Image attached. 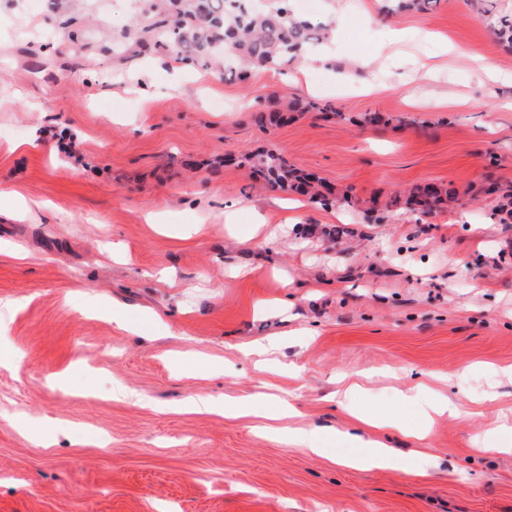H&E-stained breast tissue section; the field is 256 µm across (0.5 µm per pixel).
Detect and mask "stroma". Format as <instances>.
Segmentation results:
<instances>
[{"label":"stroma","instance_id":"35a3bbf8","mask_svg":"<svg viewBox=\"0 0 512 512\" xmlns=\"http://www.w3.org/2000/svg\"><path fill=\"white\" fill-rule=\"evenodd\" d=\"M386 4L309 0L329 44L229 80L120 51L144 0H0V512H512V454L476 451L512 420V223L488 191L512 185V51L470 0ZM285 95L324 109L258 125ZM262 151L353 204L284 223ZM423 183L456 202L369 212ZM417 386L465 409L419 442L364 429L401 468L283 441ZM198 394L266 414L185 410Z\"/></svg>","mask_w":512,"mask_h":512}]
</instances>
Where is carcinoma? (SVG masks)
Returning a JSON list of instances; mask_svg holds the SVG:
<instances>
[{"instance_id": "1", "label": "carcinoma", "mask_w": 512, "mask_h": 512, "mask_svg": "<svg viewBox=\"0 0 512 512\" xmlns=\"http://www.w3.org/2000/svg\"><path fill=\"white\" fill-rule=\"evenodd\" d=\"M146 11L153 14L148 30L158 31L156 47H168L183 62L214 64L219 69L218 50L222 47L249 65L288 61L320 44L324 34L306 20L296 17L292 0H277L278 6L256 11L251 0H146ZM499 43L512 49V21L505 18L488 22ZM271 191L295 190L306 193L322 206L352 202L350 191L340 195L324 193L288 166L282 156L268 152L254 162ZM457 196L451 189L417 184L408 194H395L388 208H407L422 215L431 214Z\"/></svg>"}]
</instances>
